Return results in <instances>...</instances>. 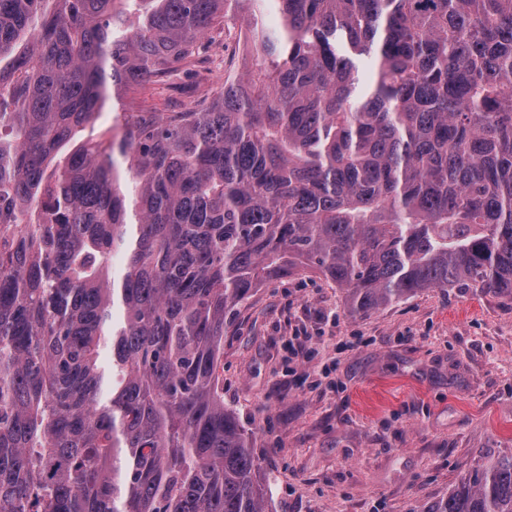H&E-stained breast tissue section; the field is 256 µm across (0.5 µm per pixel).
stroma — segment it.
<instances>
[{
	"label": "stroma",
	"mask_w": 512,
	"mask_h": 512,
	"mask_svg": "<svg viewBox=\"0 0 512 512\" xmlns=\"http://www.w3.org/2000/svg\"><path fill=\"white\" fill-rule=\"evenodd\" d=\"M240 58L215 30L144 96L161 112L195 107ZM223 376L225 405L256 433L273 512H420L512 452V297L430 288L353 316L319 275L287 277L240 305Z\"/></svg>",
	"instance_id": "35a3bbf8"
}]
</instances>
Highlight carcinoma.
<instances>
[{"label": "carcinoma", "instance_id": "cac0c4a2", "mask_svg": "<svg viewBox=\"0 0 512 512\" xmlns=\"http://www.w3.org/2000/svg\"><path fill=\"white\" fill-rule=\"evenodd\" d=\"M131 2L0 0V512H268L220 375L255 288L512 296V0ZM240 14L210 105L139 99ZM421 512H512V453Z\"/></svg>", "mask_w": 512, "mask_h": 512}]
</instances>
